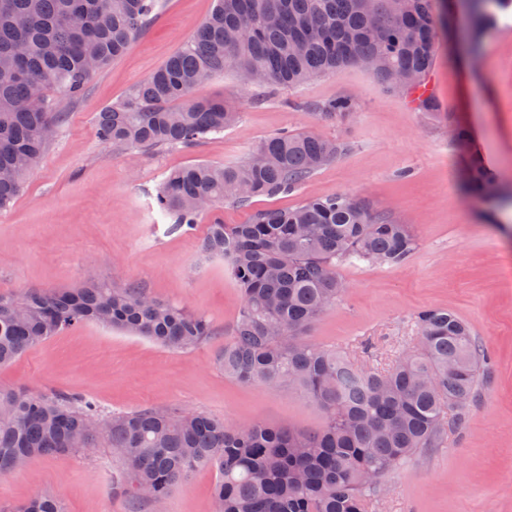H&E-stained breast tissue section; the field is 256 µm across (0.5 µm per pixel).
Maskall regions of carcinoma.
Listing matches in <instances>:
<instances>
[{
    "label": "carcinoma",
    "instance_id": "obj_1",
    "mask_svg": "<svg viewBox=\"0 0 512 512\" xmlns=\"http://www.w3.org/2000/svg\"><path fill=\"white\" fill-rule=\"evenodd\" d=\"M443 0H215L211 15L126 98L99 113L98 136L114 147L153 151L193 147L235 124L238 113L194 91L232 65L256 82L306 84L347 65L364 64L388 88L425 85L448 22ZM470 41L512 0H467ZM161 0H0V209L20 194L59 129L64 103L81 96L92 74L125 53L161 10ZM348 96L322 115L345 117ZM345 143L306 133L266 139L235 166L192 164L172 171L154 196L157 212L179 232L231 200L247 204L287 192L336 160ZM472 191L492 180L470 172ZM417 241L350 193L312 195L290 210L254 212L244 224L214 218L201 241L204 258L222 257L243 295L231 342L217 358L224 374L247 385L300 388L325 414L316 433L263 423L231 425L203 412L143 408L91 428L96 406L59 394L45 398L0 388V476L34 456L79 450L88 433L123 448L125 492L165 499L190 474L218 471L215 512H369L382 478L420 448L438 447L448 408L478 397L487 358L453 312L428 307L416 317L417 347L386 371L304 338L344 292L339 262L404 264ZM86 321L150 339L171 350L212 335L207 319L142 289L93 281L73 291L0 293V366ZM0 512H65L51 494Z\"/></svg>",
    "mask_w": 512,
    "mask_h": 512
}]
</instances>
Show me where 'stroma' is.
<instances>
[{"label":"stroma","instance_id":"obj_1","mask_svg":"<svg viewBox=\"0 0 512 512\" xmlns=\"http://www.w3.org/2000/svg\"><path fill=\"white\" fill-rule=\"evenodd\" d=\"M213 6L214 0H165L126 54L67 104L68 120L42 164L0 210V292L127 283L206 316L212 336L194 349L173 351L87 321L1 366L0 387L74 394L106 416L179 408L235 425L321 430L322 410L299 388L245 385L217 366L241 292L223 259L200 257L211 215L171 233L153 200L171 170L198 162L235 165L275 134L311 132L344 142L345 152L293 191L244 206L225 203L224 223L291 209L311 195L349 192L408 225L417 249L395 267L339 264L345 291L310 329L309 340L383 369L415 346L417 312L441 307L463 319L489 355L478 401L449 411L443 443L416 451L390 472L370 512H512V13L484 33L477 54L467 41L465 12L441 31L428 77L432 112L416 109L410 97L360 66L294 89L246 84L228 70L196 90L197 97L224 100L239 112V122L223 133L152 154L102 142L99 112L161 66ZM340 96L353 98L351 114L321 116L322 106ZM459 126L471 133L469 147L452 135ZM474 153L495 170V195L465 192L463 173ZM364 340L372 344L366 353L359 348ZM121 472L103 447L38 456L0 476V507L8 512L50 492L65 512L214 510L215 470L197 469L159 509L120 493Z\"/></svg>","mask_w":512,"mask_h":512}]
</instances>
